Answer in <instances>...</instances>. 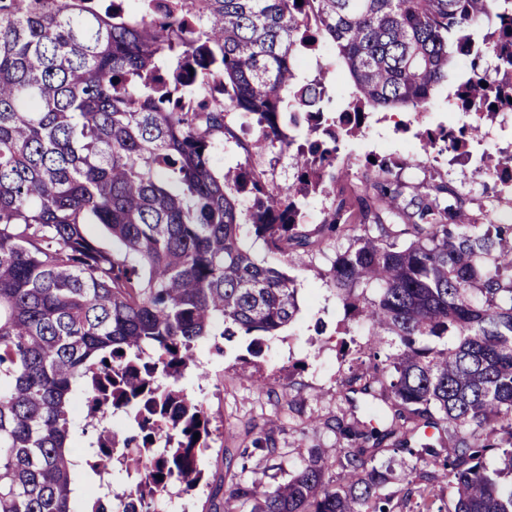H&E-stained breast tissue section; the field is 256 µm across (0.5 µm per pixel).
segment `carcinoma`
<instances>
[{
	"label": "carcinoma",
	"instance_id": "obj_1",
	"mask_svg": "<svg viewBox=\"0 0 512 512\" xmlns=\"http://www.w3.org/2000/svg\"><path fill=\"white\" fill-rule=\"evenodd\" d=\"M321 42L353 83L341 112L324 71L299 75L297 55ZM484 52L490 66L471 63L456 90L476 120L423 134L465 160L483 120L512 112V0H0V512H151L172 486L198 490L210 419L178 385L197 342L244 338L257 357L300 311L294 280L251 239L293 263L342 237L332 285L371 336L348 391L392 414L381 427L332 417L349 447L310 453L277 485L231 479L224 512H408L415 496L431 512L445 480L448 512H512L484 464L500 450L512 473V224L479 223L446 181L406 192L390 159L354 199L336 193L337 151L370 113L423 119L453 60ZM233 112L256 119L255 152L292 153L291 183L216 170ZM478 164L512 195V157ZM317 194L333 208L313 234L301 203ZM390 337L400 349L383 360ZM78 391L85 427L133 422L90 445L98 475L115 461L136 475L116 505L74 507ZM251 429L262 460L278 459L274 433ZM387 452L424 463L397 502L372 465ZM335 468L345 483L326 480Z\"/></svg>",
	"mask_w": 512,
	"mask_h": 512
}]
</instances>
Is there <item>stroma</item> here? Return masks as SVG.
<instances>
[{"mask_svg": "<svg viewBox=\"0 0 512 512\" xmlns=\"http://www.w3.org/2000/svg\"><path fill=\"white\" fill-rule=\"evenodd\" d=\"M320 69L326 71L330 83L331 109L342 111L353 87L332 45L301 54L302 74L311 77ZM469 70L468 59L454 63L447 83L435 89L423 120L402 109L371 113L358 135L346 139L337 154L336 163L347 168L350 184H357L366 159L391 158L398 160L396 173L406 185L452 182L473 199V210L483 222H512V197L497 194L493 179L475 161L485 151L512 155V124L500 120L485 124L481 143L471 146L474 159L470 162L454 159L448 151L424 150L421 141L424 128L470 123L469 114L454 100L455 83ZM226 123L232 134L216 151L218 170L245 162L268 184L284 186L292 181L290 153L274 148L247 155L245 144L251 140L252 131L234 113ZM347 245L344 239L327 241L307 250L301 263L289 265L280 253L255 242L256 259L294 279L300 312L278 335L266 338L257 357H247L242 339L219 344L208 338L196 345V364L187 369L180 384L204 404L210 418L209 448L200 461L206 485L193 494L171 488L154 501L153 512H223L224 500L213 497L210 486L225 472V449L250 446V424L275 420V437L284 455L270 468L258 457L245 458L240 476L275 485L288 480L311 451L332 456L342 447V439L326 428L328 419L338 414L350 421L370 419L366 400L343 386L351 372L363 370L369 363L367 326L347 314L330 286L336 253ZM285 393L292 399L287 406L280 402Z\"/></svg>", "mask_w": 512, "mask_h": 512, "instance_id": "stroma-1", "label": "stroma"}]
</instances>
